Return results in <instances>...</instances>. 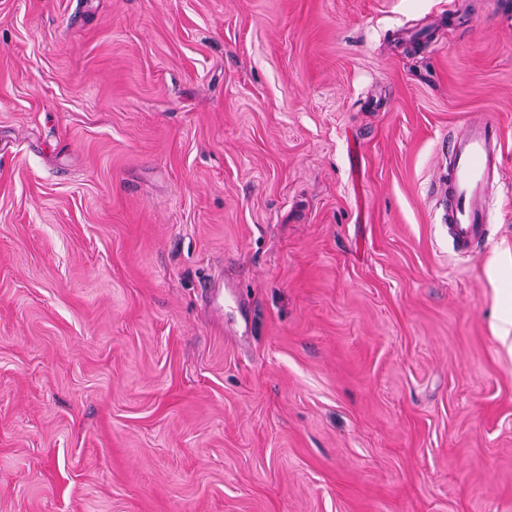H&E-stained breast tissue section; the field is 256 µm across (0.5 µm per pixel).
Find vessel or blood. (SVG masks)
<instances>
[{"instance_id": "obj_1", "label": "vessel or blood", "mask_w": 512, "mask_h": 512, "mask_svg": "<svg viewBox=\"0 0 512 512\" xmlns=\"http://www.w3.org/2000/svg\"><path fill=\"white\" fill-rule=\"evenodd\" d=\"M502 139L490 115L469 118L448 135V168L440 182L442 220L457 251L473 254L492 221L489 186L501 175Z\"/></svg>"}]
</instances>
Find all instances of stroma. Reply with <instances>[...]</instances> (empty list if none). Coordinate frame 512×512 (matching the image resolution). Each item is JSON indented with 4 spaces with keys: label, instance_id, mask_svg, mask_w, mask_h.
Returning a JSON list of instances; mask_svg holds the SVG:
<instances>
[{
    "label": "stroma",
    "instance_id": "35a3bbf8",
    "mask_svg": "<svg viewBox=\"0 0 512 512\" xmlns=\"http://www.w3.org/2000/svg\"><path fill=\"white\" fill-rule=\"evenodd\" d=\"M506 336L512 0H0V512H512ZM502 149L500 125L487 114L448 134V168L439 186L442 220L462 254L475 252L492 222L489 186L501 175Z\"/></svg>",
    "mask_w": 512,
    "mask_h": 512
}]
</instances>
